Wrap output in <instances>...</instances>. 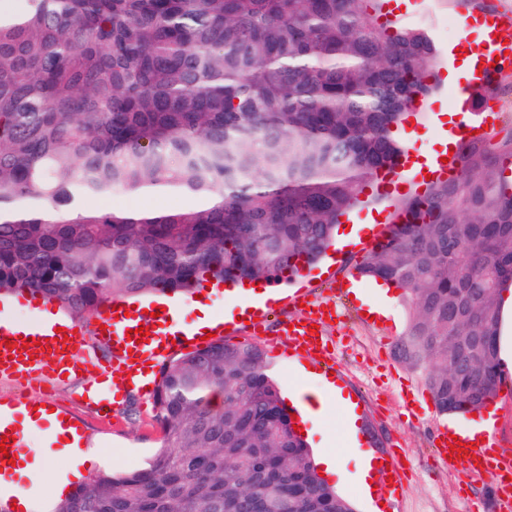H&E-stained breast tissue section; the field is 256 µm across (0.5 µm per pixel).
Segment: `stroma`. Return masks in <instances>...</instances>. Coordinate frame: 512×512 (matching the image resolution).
<instances>
[{
    "label": "stroma",
    "mask_w": 512,
    "mask_h": 512,
    "mask_svg": "<svg viewBox=\"0 0 512 512\" xmlns=\"http://www.w3.org/2000/svg\"><path fill=\"white\" fill-rule=\"evenodd\" d=\"M401 21L426 28L441 66H454L460 28L444 0H411ZM455 92V85L439 83L430 98L431 111L418 116L420 153L437 149L444 131L438 117L450 112ZM361 257V252L353 249L335 256L326 269L312 267L307 279L294 277L282 282L289 291L304 290L310 301L335 304L339 321L322 327L326 350L311 352L303 364L318 372L337 366L344 375L346 391L356 396L361 407L359 426L370 438L367 452L377 456L392 450L406 460L402 468L406 492L401 499L385 494L365 496L354 485L340 486V493L354 503L356 512H492L489 480L471 479L462 471H448L437 465L436 448L449 422L465 425L470 418L440 413L422 372L398 358L395 345L405 329L408 308L398 293L384 296L375 282L355 280V266ZM352 284L359 286L362 299L351 297L348 287ZM367 299L385 307L386 318L377 322L366 317L363 302ZM299 314V307L278 303L262 335L242 329L230 338L231 343L261 349L270 375L284 391L297 378L294 363L286 356L288 341L279 336L278 330L282 322ZM111 362V353L102 349L93 361L81 364L79 373L59 382L49 381L43 374L25 383L0 379V398L35 401L47 397L84 419L89 432L87 475L137 468L160 446L161 433L154 422L151 400L130 394L108 419L85 407L78 398L79 389Z\"/></svg>",
    "instance_id": "35a3bbf8"
}]
</instances>
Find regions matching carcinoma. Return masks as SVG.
<instances>
[{
  "label": "carcinoma",
  "instance_id": "cac0c4a2",
  "mask_svg": "<svg viewBox=\"0 0 512 512\" xmlns=\"http://www.w3.org/2000/svg\"><path fill=\"white\" fill-rule=\"evenodd\" d=\"M385 0H0V295L81 318L191 294L208 278L279 282L318 263L393 129L434 91L428 32ZM512 127L456 153L457 173L388 204L357 263L408 305L398 356L443 414L503 380L498 298L512 286ZM161 188L179 210H91ZM222 394L224 404L212 402ZM161 445L99 472L54 512H355L322 479L256 347L217 340L160 366Z\"/></svg>",
  "mask_w": 512,
  "mask_h": 512
}]
</instances>
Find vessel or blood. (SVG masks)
Instances as JSON below:
<instances>
[{"mask_svg": "<svg viewBox=\"0 0 512 512\" xmlns=\"http://www.w3.org/2000/svg\"><path fill=\"white\" fill-rule=\"evenodd\" d=\"M457 13L462 31L476 26L484 28L488 47L480 59L481 70L464 77L454 96V112L466 119L456 136L485 138L489 135L486 125L495 103L489 97L475 102L472 93L477 89L490 90L504 77L512 75V42L507 44L501 39L502 33L512 30V15L501 11H470L463 7L458 8ZM322 311V306L311 307L294 319L292 327L282 328V335L288 339L290 357L314 351L309 329L317 323ZM151 333L159 337L158 347L140 341L121 305H105L95 320L74 319L60 330L48 319L25 323L0 314V377L20 381L44 373L58 380L70 375L79 361L91 359V352L85 349L88 341L107 345L112 349L113 364L84 386L82 397L88 405L108 416L129 392L143 389L149 364H160L174 347L186 346L196 338L189 329L170 328L163 316L154 318ZM29 421L41 429L53 428L67 443L81 431L78 420L66 408L53 406L51 400L33 404L1 399L0 436L9 437L10 447L7 453H0V483L7 481L15 485L20 481L18 467L28 457L25 424ZM452 444V438H443L437 450L438 459L488 476L503 512H512V488L507 485L508 478L512 477V452L501 448L491 452L471 446L456 451Z\"/></svg>", "mask_w": 512, "mask_h": 512, "instance_id": "1", "label": "vessel or blood"}]
</instances>
